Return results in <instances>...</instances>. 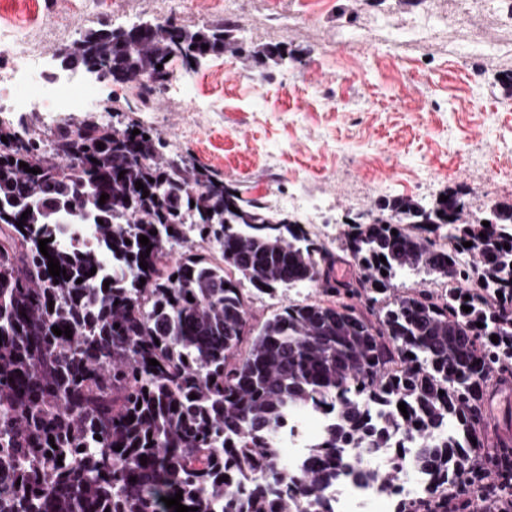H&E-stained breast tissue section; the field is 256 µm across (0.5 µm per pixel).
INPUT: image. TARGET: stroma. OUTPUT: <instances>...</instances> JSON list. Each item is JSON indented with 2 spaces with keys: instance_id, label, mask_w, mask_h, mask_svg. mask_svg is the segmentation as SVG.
I'll return each instance as SVG.
<instances>
[{
  "instance_id": "35a3bbf8",
  "label": "stroma",
  "mask_w": 512,
  "mask_h": 512,
  "mask_svg": "<svg viewBox=\"0 0 512 512\" xmlns=\"http://www.w3.org/2000/svg\"><path fill=\"white\" fill-rule=\"evenodd\" d=\"M176 14L197 30L241 27L244 47L277 45L284 65L249 64L231 51L194 69L169 67L191 98L156 86L142 104L136 84L97 83L152 130L169 156L193 159L243 197L295 214L335 251L338 278L356 270L340 250L346 217L385 198L426 203L463 187L467 216L512 203V21L496 0H12L17 50L57 61L89 27ZM213 100L217 111L195 110ZM253 326L287 303L320 299L310 286L246 288ZM489 446L512 439V382L484 405Z\"/></svg>"
}]
</instances>
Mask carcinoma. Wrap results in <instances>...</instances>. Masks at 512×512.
I'll use <instances>...</instances> for the list:
<instances>
[{
    "mask_svg": "<svg viewBox=\"0 0 512 512\" xmlns=\"http://www.w3.org/2000/svg\"><path fill=\"white\" fill-rule=\"evenodd\" d=\"M235 31L224 22L195 31L102 24L68 45L60 66L110 64L114 82L163 83L172 76L165 58L180 45L187 68L243 52ZM287 58L279 47L246 55L256 64ZM1 136L0 512H175L161 498L178 492L197 512H327L316 493L349 470L351 449L399 460L389 430L418 437L416 466L450 487L444 498L400 499L395 512H448L453 498L486 497L483 404L512 373L511 204L494 206L486 227L463 218L457 190L430 207L386 199L374 220L347 224L344 251L358 275L339 281L333 253L300 223L165 156L138 122L88 113L47 133L0 121ZM65 220L95 225L125 275L108 285L88 275L100 257L57 245L55 224ZM188 228L214 239L221 261L189 246L170 263ZM440 230L454 252L428 237ZM43 239L66 275L49 274ZM403 271L462 285L399 294L393 280ZM246 284H307L332 300L290 302L255 329ZM312 403L336 422L291 477L272 436ZM372 403L390 406L381 427L369 423Z\"/></svg>",
    "mask_w": 512,
    "mask_h": 512,
    "instance_id": "obj_1",
    "label": "carcinoma"
}]
</instances>
